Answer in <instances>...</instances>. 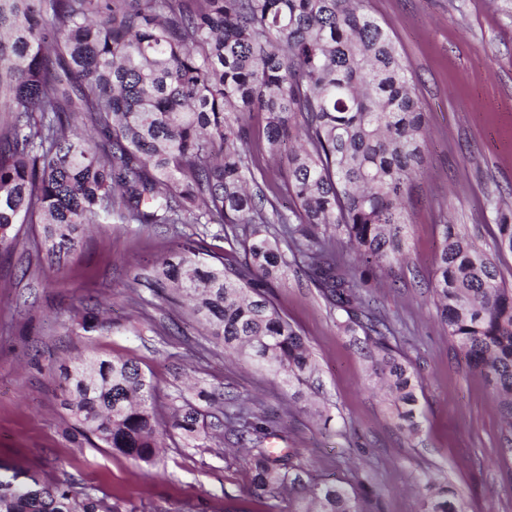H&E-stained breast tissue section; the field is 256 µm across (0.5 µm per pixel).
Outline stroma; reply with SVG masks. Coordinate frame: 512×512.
Here are the masks:
<instances>
[{
	"label": "stroma",
	"instance_id": "stroma-1",
	"mask_svg": "<svg viewBox=\"0 0 512 512\" xmlns=\"http://www.w3.org/2000/svg\"><path fill=\"white\" fill-rule=\"evenodd\" d=\"M370 13L402 53L430 120L423 174L408 195L405 256L370 293L392 322L398 356L422 379L417 432L399 428L365 350L302 269L289 267L269 290L317 364L302 384L225 348L153 291L148 275L183 239L235 259L223 226L100 224L73 257L52 263L39 251V226L27 224L0 257V467L74 480L122 512H288L285 502L249 496L245 454L210 442L194 447L172 434L149 474L98 441L71 442L46 368L94 354L136 360L165 421L177 397L210 415L189 388L195 381L249 400L274 421L277 448L314 478L364 493L365 512H423L420 487L431 477L460 491L468 512H512L505 423L485 379L449 342L428 288L443 225H463L490 252L496 209L512 206V0H370ZM245 122L258 186L288 209L286 164L267 150L265 118ZM99 301L110 306L107 328H66L72 308Z\"/></svg>",
	"mask_w": 512,
	"mask_h": 512
}]
</instances>
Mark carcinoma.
<instances>
[{
  "mask_svg": "<svg viewBox=\"0 0 512 512\" xmlns=\"http://www.w3.org/2000/svg\"><path fill=\"white\" fill-rule=\"evenodd\" d=\"M367 0H0V252L21 224L41 225L45 256L74 255L90 224H209L243 259L202 256L186 241L154 270L224 345L288 382L315 372L304 337L268 296L288 259L307 270L346 331L371 343L401 428L417 427L420 377L394 353L367 292L404 249L405 193L423 173L426 112L395 42ZM265 115L271 156L294 141L284 190L291 214L247 188V113ZM495 252L445 224L431 293L466 369L492 385L512 433V208L496 211ZM344 244L355 255L336 256ZM89 332L93 311L69 317ZM70 436L97 439L135 462L161 461L177 430L252 451L250 494L288 495V512H364L357 495L303 479L293 456L264 447L272 431L245 400L200 420L173 408L158 420L154 385L130 358L48 366ZM426 512H467L448 481L424 486ZM0 512H120L66 481L0 473Z\"/></svg>",
  "mask_w": 512,
  "mask_h": 512,
  "instance_id": "1",
  "label": "carcinoma"
}]
</instances>
